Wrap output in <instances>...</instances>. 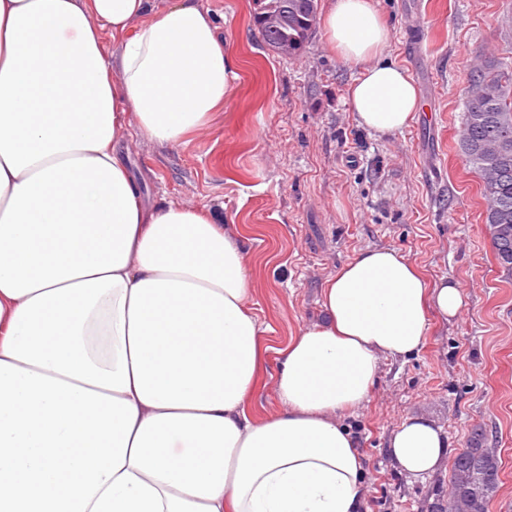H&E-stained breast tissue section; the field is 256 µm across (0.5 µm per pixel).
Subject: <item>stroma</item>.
<instances>
[{
	"label": "stroma",
	"instance_id": "stroma-1",
	"mask_svg": "<svg viewBox=\"0 0 512 512\" xmlns=\"http://www.w3.org/2000/svg\"><path fill=\"white\" fill-rule=\"evenodd\" d=\"M199 3L237 59L234 94L186 143L134 134L122 149L149 202L207 209L240 230L265 349L251 415L280 409L278 351L319 318L324 281L360 250H401L431 280L457 281L464 304L450 321L432 318L417 354L383 361L368 402L344 418L365 459V512L447 502L450 468L411 479L388 457L390 432L413 415L443 426L455 450L483 428L500 460L487 512H512V273L495 258L480 181L459 150L472 59L512 70V0H371L391 58L423 97L393 136L357 124L346 94L361 66L335 55L322 29L288 58L262 41L253 0Z\"/></svg>",
	"mask_w": 512,
	"mask_h": 512
}]
</instances>
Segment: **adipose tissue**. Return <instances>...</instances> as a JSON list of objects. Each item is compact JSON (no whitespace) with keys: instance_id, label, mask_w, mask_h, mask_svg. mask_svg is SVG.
Returning a JSON list of instances; mask_svg holds the SVG:
<instances>
[{"instance_id":"1","label":"adipose tissue","mask_w":512,"mask_h":512,"mask_svg":"<svg viewBox=\"0 0 512 512\" xmlns=\"http://www.w3.org/2000/svg\"><path fill=\"white\" fill-rule=\"evenodd\" d=\"M322 25L362 66L347 89L358 125L403 132L420 102L383 58V17L326 0ZM237 77L196 0H0V512H361L343 415L462 292L400 250L360 251L281 349V409L253 419L264 350L245 252L209 211L145 203L121 152L133 129L180 143ZM447 455L434 420L391 433L409 477Z\"/></svg>"}]
</instances>
